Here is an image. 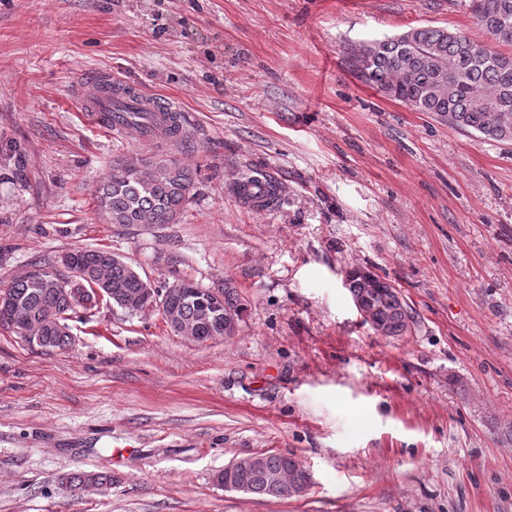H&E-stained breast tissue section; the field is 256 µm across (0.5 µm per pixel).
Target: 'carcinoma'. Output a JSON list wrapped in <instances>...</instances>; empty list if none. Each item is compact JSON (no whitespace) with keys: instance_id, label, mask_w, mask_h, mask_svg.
<instances>
[{"instance_id":"obj_1","label":"carcinoma","mask_w":512,"mask_h":512,"mask_svg":"<svg viewBox=\"0 0 512 512\" xmlns=\"http://www.w3.org/2000/svg\"><path fill=\"white\" fill-rule=\"evenodd\" d=\"M477 23L497 42L512 46V0H470ZM476 41L462 31L440 27H414L395 40L364 45L357 55V68L366 83L387 98L424 112L453 130H464L493 141H512V54L497 53L485 59L474 49ZM445 71L453 80L437 82ZM121 127L137 128L152 135L180 134L181 117L167 112L120 111ZM195 183L193 168L164 155L132 151L114 159L96 190V207L107 224H175L182 215ZM36 266L48 270L45 281L11 282L0 297V323L22 334L37 328L39 346L63 350L70 345L68 321L77 310L63 289L74 285L72 269L80 271L83 287L104 290L113 305L121 296L150 287L129 263L103 248L77 249L65 261L47 259ZM197 283L182 280L173 289L171 304L179 315L199 323L203 336L224 334L217 319L203 320L193 298ZM348 291L370 314L381 335L399 338L411 332L413 316L399 290L386 281L380 288L363 287L362 278L348 277ZM269 472L288 470L299 477L302 495L309 476L297 467L291 454H262ZM66 485L78 489L86 483L110 486L114 477L103 472H73ZM237 491L266 498L261 475L242 472L236 476Z\"/></svg>"}]
</instances>
